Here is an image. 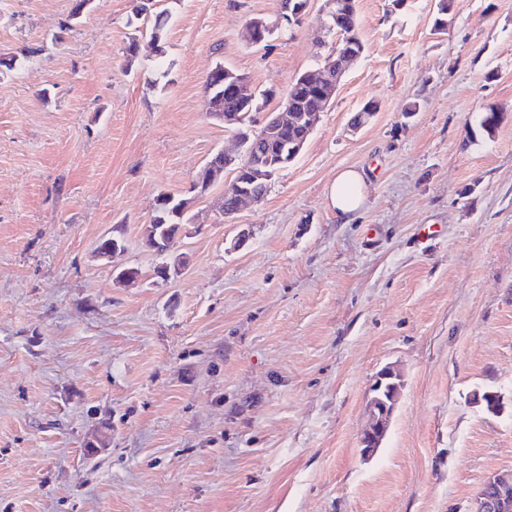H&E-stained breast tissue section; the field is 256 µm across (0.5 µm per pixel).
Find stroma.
I'll use <instances>...</instances> for the list:
<instances>
[{
	"instance_id": "stroma-1",
	"label": "stroma",
	"mask_w": 512,
	"mask_h": 512,
	"mask_svg": "<svg viewBox=\"0 0 512 512\" xmlns=\"http://www.w3.org/2000/svg\"><path fill=\"white\" fill-rule=\"evenodd\" d=\"M436 4L358 0L366 49L302 152L231 217L232 171L197 195L165 276L157 196L240 150L207 74L250 79L260 128L322 61L323 0L297 25L282 0H165L161 59L132 0L75 22L73 0H0V512H473L512 472V0H453L441 34ZM254 17L278 25L261 46ZM346 168L365 202L342 224ZM388 366L401 393L365 461ZM364 178L355 169H346L336 175L330 187V199L336 218L347 224L362 206L364 199ZM394 369L386 367L376 376L368 399L369 425L359 439V452L364 459L375 455L386 436L400 394L401 383Z\"/></svg>"
}]
</instances>
